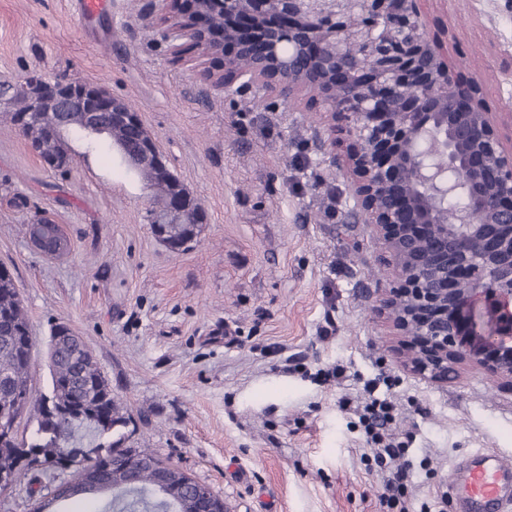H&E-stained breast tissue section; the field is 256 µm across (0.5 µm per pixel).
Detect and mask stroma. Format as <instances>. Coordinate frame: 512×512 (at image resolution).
I'll list each match as a JSON object with an SVG mask.
<instances>
[{"mask_svg":"<svg viewBox=\"0 0 512 512\" xmlns=\"http://www.w3.org/2000/svg\"><path fill=\"white\" fill-rule=\"evenodd\" d=\"M421 9L511 132L512 0ZM101 26L86 30L72 0H0V82L37 73L128 102L205 222L168 251L150 229V188L105 139L65 134L70 161L53 170L0 111V266L31 325L36 391L51 383V329L65 325L130 414V445L230 512H386L354 409L365 381L388 376L410 512L440 496L457 512L452 464L474 451L512 459V389L466 366L444 383L403 366L378 312L396 269L356 205L329 114L257 86L211 91L195 63H172L152 0H110ZM38 215L60 226L66 254L31 244ZM182 489H190L193 492V498L199 501L202 508L198 509V512H228V506L224 500L217 496L207 485L197 481L190 474L183 471V479L181 481ZM204 488V489H202ZM219 500V504L215 503V500ZM216 506H219L220 510H216Z\"/></svg>","mask_w":512,"mask_h":512,"instance_id":"stroma-1","label":"stroma"}]
</instances>
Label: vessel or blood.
I'll use <instances>...</instances> for the list:
<instances>
[{"mask_svg":"<svg viewBox=\"0 0 512 512\" xmlns=\"http://www.w3.org/2000/svg\"><path fill=\"white\" fill-rule=\"evenodd\" d=\"M77 16L87 27H95L106 13V0H78ZM460 512H512V460L479 452L468 458L448 480Z\"/></svg>","mask_w":512,"mask_h":512,"instance_id":"1","label":"vessel or blood"}]
</instances>
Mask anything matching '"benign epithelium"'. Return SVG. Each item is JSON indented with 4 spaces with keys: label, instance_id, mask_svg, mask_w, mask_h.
<instances>
[{
    "label": "benign epithelium",
    "instance_id": "obj_1",
    "mask_svg": "<svg viewBox=\"0 0 512 512\" xmlns=\"http://www.w3.org/2000/svg\"><path fill=\"white\" fill-rule=\"evenodd\" d=\"M178 57L186 41L197 59L222 56L203 70L210 89L260 85L287 103L313 92L344 122L345 160L364 221L379 232L400 286L385 304L405 336L420 341L408 364L443 381L459 365L512 384V139L497 132L475 80L454 75L442 39L424 35L420 0H213L224 20L249 37L216 41L196 0H153ZM28 110L19 124L75 108L97 125L98 113L139 127L136 112L106 90L91 97L68 81H23ZM142 154L166 171L155 140ZM466 205L443 223L448 199ZM194 209L175 194L151 224H179ZM477 213L482 224L470 222ZM198 512H228L207 485L183 473Z\"/></svg>",
    "mask_w": 512,
    "mask_h": 512
}]
</instances>
